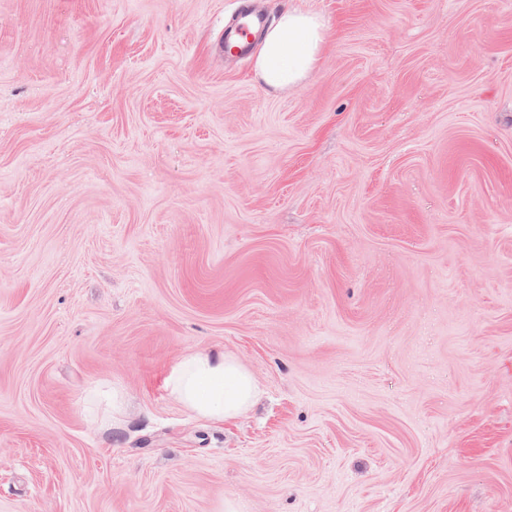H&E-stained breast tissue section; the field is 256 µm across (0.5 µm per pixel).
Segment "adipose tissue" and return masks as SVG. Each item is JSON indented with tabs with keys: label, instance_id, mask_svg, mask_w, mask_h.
<instances>
[{
	"label": "adipose tissue",
	"instance_id": "ef3b65f1",
	"mask_svg": "<svg viewBox=\"0 0 512 512\" xmlns=\"http://www.w3.org/2000/svg\"><path fill=\"white\" fill-rule=\"evenodd\" d=\"M325 42L323 20L299 11L284 13L261 39L255 71L265 90L279 91L302 82ZM171 396L208 420L232 418L257 400L258 387L235 359L211 351L186 359L167 381Z\"/></svg>",
	"mask_w": 512,
	"mask_h": 512
}]
</instances>
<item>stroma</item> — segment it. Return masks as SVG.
Segmentation results:
<instances>
[{
	"instance_id": "1",
	"label": "stroma",
	"mask_w": 512,
	"mask_h": 512,
	"mask_svg": "<svg viewBox=\"0 0 512 512\" xmlns=\"http://www.w3.org/2000/svg\"><path fill=\"white\" fill-rule=\"evenodd\" d=\"M253 2L0 0V512H512V0ZM263 28V20L244 7L227 28L224 43L232 45L234 54L245 55L256 34ZM325 42L323 20L299 11L284 13L261 39L256 74L266 91L297 86L314 67ZM171 396L208 420L232 418L250 408L259 396L251 374L224 353L199 352L170 375Z\"/></svg>"
}]
</instances>
